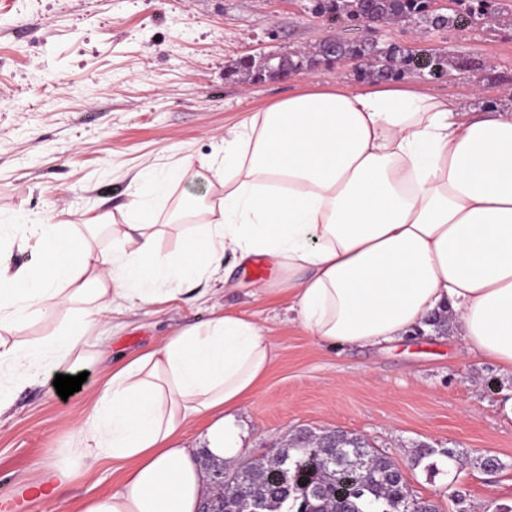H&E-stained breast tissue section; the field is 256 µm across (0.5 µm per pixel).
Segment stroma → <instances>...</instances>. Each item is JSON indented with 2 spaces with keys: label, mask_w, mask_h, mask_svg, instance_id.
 <instances>
[{
  "label": "stroma",
  "mask_w": 512,
  "mask_h": 512,
  "mask_svg": "<svg viewBox=\"0 0 512 512\" xmlns=\"http://www.w3.org/2000/svg\"><path fill=\"white\" fill-rule=\"evenodd\" d=\"M311 0H0V222L48 218L72 209L113 212L128 204L151 167L172 168L186 157L209 156L226 128L313 83L369 80L349 65H323L285 79L229 76L241 57L313 49L345 35ZM379 45L429 46L466 70L439 80L408 82L467 107L512 113V8L484 26L418 33L415 24L369 31ZM213 176L174 184L158 201L167 227L163 250L181 243L168 228L186 201L212 200ZM232 288L216 302L205 283L185 285L172 302L125 311L102 362L87 364L80 391L61 399L54 377L39 373L0 417V503L35 481L49 482L50 454L72 444L76 421L112 368L156 347L180 325L212 316V304L253 315L272 345V368L238 415L248 446L243 462L276 452L286 434L343 430L366 438L403 471L413 494L440 512L512 507V374L489 360L459 353L454 326L412 334L384 347L331 348L302 328L286 297L262 294L249 267L232 271ZM425 443L457 448L464 460L435 469L413 465ZM480 456L504 467L486 472ZM119 475L109 464L74 481L42 512H77L86 497L109 492ZM460 492L461 501L451 498Z\"/></svg>",
  "instance_id": "1"
}]
</instances>
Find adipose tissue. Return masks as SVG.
<instances>
[{
    "label": "adipose tissue",
    "instance_id": "1",
    "mask_svg": "<svg viewBox=\"0 0 512 512\" xmlns=\"http://www.w3.org/2000/svg\"><path fill=\"white\" fill-rule=\"evenodd\" d=\"M196 166L213 172L217 196L192 210L187 244L161 252L154 203ZM99 226L111 248L81 237ZM71 236L80 243L64 259L13 260L14 249L45 255ZM229 255L268 259L262 291L288 295L315 341L380 346L444 311L463 356L512 373V113L471 116L459 100L404 82L318 84L225 132L220 152L158 175L118 214L31 219L20 237L0 238V366L11 383L0 416L35 371L86 364V346L111 334L114 314L154 304L166 287L227 284ZM62 310L57 333L23 340ZM271 364L249 316L219 311L178 326L113 370L51 468L56 491L111 460L118 488L79 512H199L206 478L184 430L206 421L209 454L236 461V413Z\"/></svg>",
    "mask_w": 512,
    "mask_h": 512
}]
</instances>
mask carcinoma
Masks as SVG:
<instances>
[{
  "label": "carcinoma",
  "instance_id": "1",
  "mask_svg": "<svg viewBox=\"0 0 512 512\" xmlns=\"http://www.w3.org/2000/svg\"><path fill=\"white\" fill-rule=\"evenodd\" d=\"M312 12L329 14L335 21L345 18L355 26L365 21L371 25L396 21L419 23L438 30L467 20L472 25L491 22L501 12L498 0H455L443 14L429 9V0H313ZM358 56L370 62L366 74L373 80H391L425 72L437 79L447 72L448 60L438 53L421 67L418 59L399 45L385 48L359 36L338 37L320 42L309 54L288 56V68H309L328 64L335 57ZM265 67L262 57L251 62L240 60L229 75L258 74ZM299 437L266 460H255L236 470L224 481V507L237 504L242 492L250 489L259 499L260 512H439L431 501H420L408 482L399 475L397 464L379 452L364 438L345 431L327 434V439L306 448ZM450 460L460 458L454 448L438 451L427 445L414 449L412 461L435 454Z\"/></svg>",
  "mask_w": 512,
  "mask_h": 512
}]
</instances>
